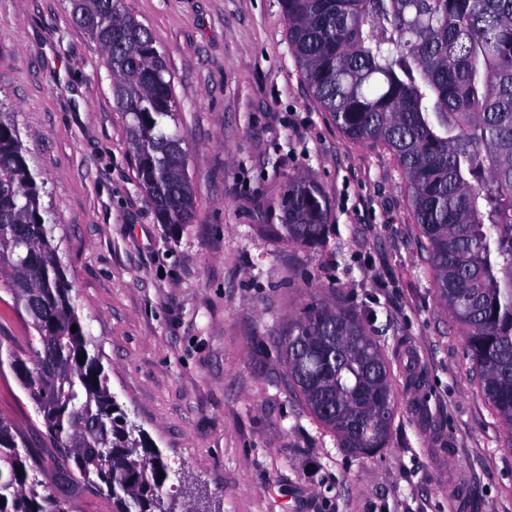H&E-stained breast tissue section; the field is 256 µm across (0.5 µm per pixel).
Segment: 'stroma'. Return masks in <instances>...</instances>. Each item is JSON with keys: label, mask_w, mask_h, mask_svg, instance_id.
I'll list each match as a JSON object with an SVG mask.
<instances>
[{"label": "stroma", "mask_w": 512, "mask_h": 512, "mask_svg": "<svg viewBox=\"0 0 512 512\" xmlns=\"http://www.w3.org/2000/svg\"><path fill=\"white\" fill-rule=\"evenodd\" d=\"M165 52L188 150L191 223H157L98 45L69 0H0V102L49 192L60 256L111 393L198 512H512V448L440 304L404 175L309 90L280 0H124ZM318 185L327 247L270 232L289 178ZM344 302L391 366L397 411L351 455L306 410L276 345L313 301ZM0 290V343L33 355ZM0 417L76 512H112L56 450L11 370Z\"/></svg>", "instance_id": "35a3bbf8"}]
</instances>
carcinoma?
Returning <instances> with one entry per match:
<instances>
[{
    "mask_svg": "<svg viewBox=\"0 0 512 512\" xmlns=\"http://www.w3.org/2000/svg\"><path fill=\"white\" fill-rule=\"evenodd\" d=\"M312 93L351 139L396 158L442 305L464 333L484 399L512 435V0H280ZM76 12L106 56L138 186L162 224H188V154L164 52L121 0ZM20 130L0 110V288L36 332L40 373L20 383L62 474L79 473L112 512H194L165 490L170 466L128 420L72 301ZM290 243L324 241L328 205L295 177L278 203ZM77 331H72V326ZM288 379L346 452L385 447L397 410L388 359L342 302H313L281 332ZM28 361L0 344V366ZM0 418V512H74L41 490L39 461ZM24 474H19V471ZM164 478H159V472Z\"/></svg>",
    "mask_w": 512,
    "mask_h": 512,
    "instance_id": "carcinoma-1",
    "label": "carcinoma"
}]
</instances>
